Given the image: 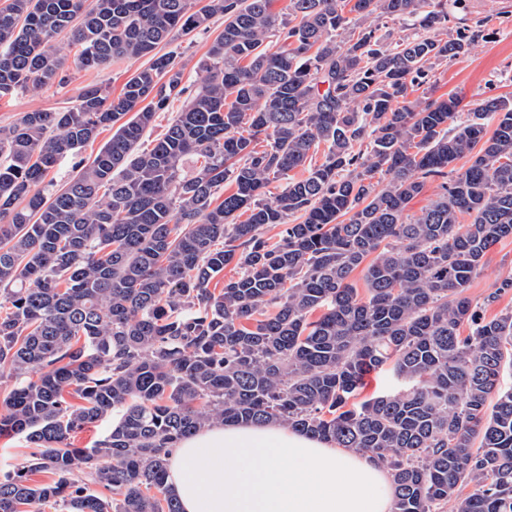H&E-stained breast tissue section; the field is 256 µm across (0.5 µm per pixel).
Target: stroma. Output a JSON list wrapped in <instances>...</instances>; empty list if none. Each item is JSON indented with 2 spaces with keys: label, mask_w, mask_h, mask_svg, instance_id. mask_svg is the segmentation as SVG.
Wrapping results in <instances>:
<instances>
[{
  "label": "stroma",
  "mask_w": 512,
  "mask_h": 512,
  "mask_svg": "<svg viewBox=\"0 0 512 512\" xmlns=\"http://www.w3.org/2000/svg\"><path fill=\"white\" fill-rule=\"evenodd\" d=\"M450 16L452 26L466 25L475 31L476 37L465 54L434 65L428 93L435 98L455 95L470 104L489 96L512 100V0H462L459 8L451 10ZM223 29V17L216 16L207 29L195 31L171 44L184 83L197 84L200 64L211 42ZM146 64V59L140 58L84 70L75 68L73 62H66L70 76L66 88L21 90L0 98V126L12 124L25 112L65 108L78 88L90 83L106 88L111 96H118L128 78ZM507 277L512 278V237L491 248L467 293L472 299L483 300Z\"/></svg>",
  "instance_id": "1"
}]
</instances>
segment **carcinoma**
Segmentation results:
<instances>
[{
    "label": "carcinoma",
    "mask_w": 512,
    "mask_h": 512,
    "mask_svg": "<svg viewBox=\"0 0 512 512\" xmlns=\"http://www.w3.org/2000/svg\"><path fill=\"white\" fill-rule=\"evenodd\" d=\"M273 2L0 6L1 97L66 84L65 46L78 69L150 57L116 98L86 85L0 128V372L15 380L0 435L32 448L0 472V512H181L169 449L215 423L287 425L377 458L392 512H512V309L488 320L466 294L512 236V100L483 98L460 122L458 99L417 95L474 39L448 30V0ZM217 14L192 89L158 48ZM374 16L422 33L392 46ZM67 156L75 174L46 182ZM435 179L440 197L406 215ZM386 366L398 388L349 405ZM114 416L91 446L71 442ZM84 467L110 495L73 479ZM37 471L53 481L29 484ZM183 98L175 100L171 103L167 112H160L157 115L156 121L152 129L148 130L143 137L142 147H151L152 141L163 132L166 126L171 122L172 118L176 115V112H180L183 107Z\"/></svg>",
    "instance_id": "cac0c4a2"
}]
</instances>
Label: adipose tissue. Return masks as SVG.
Returning a JSON list of instances; mask_svg holds the SVG:
<instances>
[{
  "instance_id": "ef3b65f1",
  "label": "adipose tissue",
  "mask_w": 512,
  "mask_h": 512,
  "mask_svg": "<svg viewBox=\"0 0 512 512\" xmlns=\"http://www.w3.org/2000/svg\"><path fill=\"white\" fill-rule=\"evenodd\" d=\"M182 512H391L384 466L284 425L214 424L169 455Z\"/></svg>"
}]
</instances>
